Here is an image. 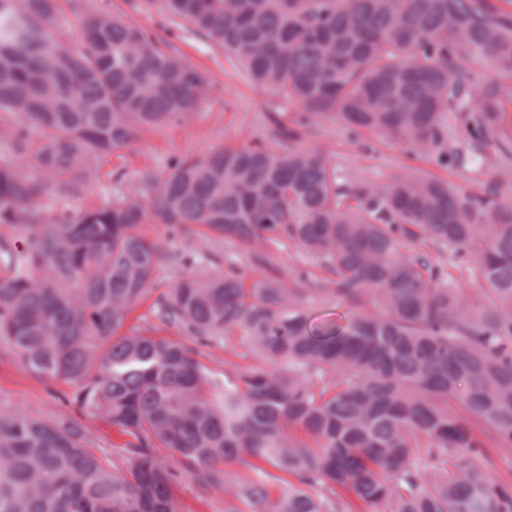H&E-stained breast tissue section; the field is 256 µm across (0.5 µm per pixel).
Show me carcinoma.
<instances>
[{"mask_svg":"<svg viewBox=\"0 0 512 512\" xmlns=\"http://www.w3.org/2000/svg\"><path fill=\"white\" fill-rule=\"evenodd\" d=\"M254 84L300 108L272 134L159 179L81 188L147 127L187 118L204 76L158 36L105 11L68 46L57 0H0V339L26 372L116 431L107 467L72 415L0 412V512H177L170 485L201 473L224 512H512V480L478 464L512 453V203L408 170L348 176L295 146L325 121L440 167L512 162V12L492 0H160ZM494 77L473 78V66ZM200 225L258 262L292 240L328 273L292 288L204 253L182 259L153 312L184 340L121 333L171 255L137 231ZM430 244L437 258L405 254ZM472 265L462 267V260ZM482 289L467 299L448 267ZM344 312L313 324L309 296ZM241 332L248 360L215 379L201 348ZM167 450L177 467L161 464ZM246 474L232 476L230 465ZM274 472H269L268 468ZM281 482L287 489L273 492Z\"/></svg>","mask_w":512,"mask_h":512,"instance_id":"obj_1","label":"carcinoma"}]
</instances>
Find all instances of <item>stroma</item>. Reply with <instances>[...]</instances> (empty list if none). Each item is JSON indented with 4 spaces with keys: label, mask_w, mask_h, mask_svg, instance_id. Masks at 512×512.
I'll use <instances>...</instances> for the list:
<instances>
[{
    "label": "stroma",
    "mask_w": 512,
    "mask_h": 512,
    "mask_svg": "<svg viewBox=\"0 0 512 512\" xmlns=\"http://www.w3.org/2000/svg\"><path fill=\"white\" fill-rule=\"evenodd\" d=\"M59 15L63 20L66 41L71 47L80 44V18L84 12L103 8L131 20L160 38H171L181 54L189 59L206 77L209 91L200 100L193 114L183 121L146 130L131 148L114 152L102 160L97 171L85 183L82 191L70 197L71 208H86L101 201L112 190V174L120 171L126 181H136L143 170L157 177L168 173L170 157L190 155L202 157L225 147L240 148L263 137L271 148L279 140L271 136L270 117L276 112H292L286 104L269 91L258 88L217 46L198 40L190 32L179 29L168 34V20L147 0H59ZM302 147L325 154L346 174L385 181L403 167L431 173L454 184L466 194L481 193L489 185H500L505 200L512 201V172H505L495 159H486L478 168L444 169L430 159H408L402 145L377 137L367 143L355 144L347 131L333 122H325L304 137ZM142 233L150 239L166 242L170 252H209L218 256L234 255L237 266L245 275L256 276L260 266L249 256L237 251L228 241L208 236L204 227H197L189 237L169 238L162 224H145ZM275 265H288L296 273L293 287L316 288L325 277L317 260L293 242L273 257ZM67 385L37 378L20 369L14 362L11 349L0 341V409H19L34 418L45 419L71 411L64 397ZM200 475H180L172 485V495L178 512H224V494L200 488Z\"/></svg>",
    "instance_id": "stroma-1"
}]
</instances>
